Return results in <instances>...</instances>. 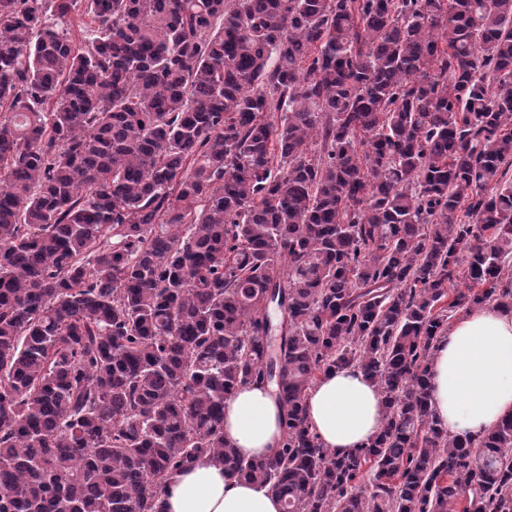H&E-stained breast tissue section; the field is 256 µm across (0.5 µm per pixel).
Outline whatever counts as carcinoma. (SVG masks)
<instances>
[{
  "label": "carcinoma",
  "mask_w": 512,
  "mask_h": 512,
  "mask_svg": "<svg viewBox=\"0 0 512 512\" xmlns=\"http://www.w3.org/2000/svg\"><path fill=\"white\" fill-rule=\"evenodd\" d=\"M488 303L512 0H0V512H159L201 459L284 512H512V415L458 437L431 403ZM353 365L386 413L339 457L307 397ZM253 384L260 461L224 443ZM79 13V14H78ZM81 11L72 13V17L68 26V34L76 48L84 45L85 40L89 37V30L94 26L91 18L87 15H81ZM280 418L268 389L244 386L224 402V440L246 459H263L281 441Z\"/></svg>",
  "instance_id": "1"
}]
</instances>
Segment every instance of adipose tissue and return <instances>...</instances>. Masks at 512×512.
<instances>
[{"label": "adipose tissue", "mask_w": 512, "mask_h": 512, "mask_svg": "<svg viewBox=\"0 0 512 512\" xmlns=\"http://www.w3.org/2000/svg\"><path fill=\"white\" fill-rule=\"evenodd\" d=\"M430 382L449 434L479 436L512 414V308L486 305L458 317L436 344ZM307 407L321 442L339 456L366 445L385 412L379 389L355 367L324 375ZM280 418L268 389L242 387L224 403V439L244 458H265L282 438ZM159 503L161 512H283L277 495L207 460L172 476Z\"/></svg>", "instance_id": "obj_1"}]
</instances>
